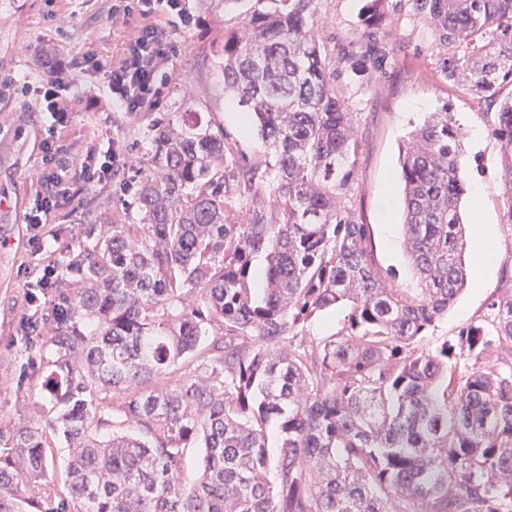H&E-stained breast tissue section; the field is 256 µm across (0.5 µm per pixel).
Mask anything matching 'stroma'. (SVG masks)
I'll return each instance as SVG.
<instances>
[{
  "instance_id": "obj_1",
  "label": "stroma",
  "mask_w": 512,
  "mask_h": 512,
  "mask_svg": "<svg viewBox=\"0 0 512 512\" xmlns=\"http://www.w3.org/2000/svg\"><path fill=\"white\" fill-rule=\"evenodd\" d=\"M365 2L320 0L317 27L323 40L348 42ZM250 7V0H181L177 11L161 4L131 8L127 0H0V424L27 420L46 402L44 382L53 369L51 351L23 336L30 318L43 320L48 335L57 325V292L32 285V270L44 262L29 244L34 233L65 259L94 246L85 234L88 225L130 223L132 177L146 161L155 124L169 113L197 112L223 126L244 155L263 152L256 133L242 134L241 109L225 95L217 66L225 18L241 19ZM394 24L399 36L383 69L359 78L341 75L337 86L360 140L349 204L370 224L375 260L395 270V287L413 288L417 280L401 245L399 145L445 101L464 124L479 126L483 120L470 96L438 73L433 37L422 21L406 10ZM148 27L162 34L157 94L141 111L128 112L113 99L109 74ZM59 72L64 83L55 103L68 119L51 135L43 91ZM49 136L61 149L67 192L37 230L31 220L45 192L43 144ZM89 156L110 160L112 175L87 172L83 162ZM463 162L468 183L484 188L480 209L464 207L467 238L489 231L500 258L495 267L476 269L457 306L429 331L433 346L455 341L461 326L483 316L489 298L512 272V225L501 203L498 142L487 135L481 146L466 145ZM385 190L392 198L388 224L381 202Z\"/></svg>"
}]
</instances>
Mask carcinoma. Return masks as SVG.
Instances as JSON below:
<instances>
[{"label": "carcinoma", "mask_w": 512, "mask_h": 512, "mask_svg": "<svg viewBox=\"0 0 512 512\" xmlns=\"http://www.w3.org/2000/svg\"><path fill=\"white\" fill-rule=\"evenodd\" d=\"M318 2L254 0L224 28V93L264 156L170 116L136 175L137 223L108 224L72 255L77 279L45 341L51 407L0 430V512H512V276L457 345L423 342L476 264L468 131L445 102L400 146L418 287L395 288L346 202L359 140L336 86L387 60L410 4L441 76L500 144L512 222V0H366L355 38L332 46ZM337 309L341 329L308 346L313 321ZM189 358L193 372L175 376ZM111 400L142 433H101ZM55 438L69 448L62 493L45 480ZM187 448L203 449L191 484Z\"/></svg>", "instance_id": "carcinoma-1"}]
</instances>
